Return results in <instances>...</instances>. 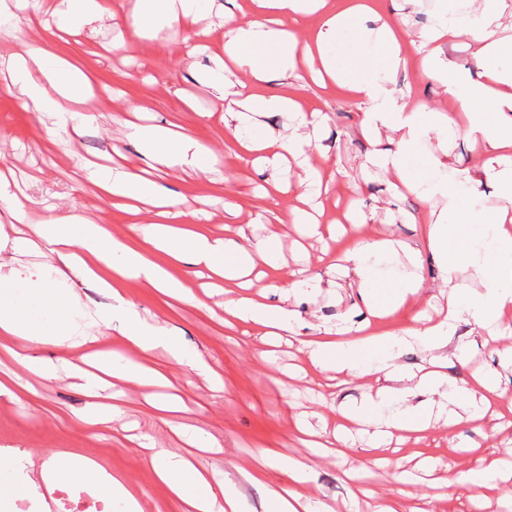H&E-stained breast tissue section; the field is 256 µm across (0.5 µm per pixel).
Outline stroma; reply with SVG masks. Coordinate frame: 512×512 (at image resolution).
<instances>
[{
    "mask_svg": "<svg viewBox=\"0 0 512 512\" xmlns=\"http://www.w3.org/2000/svg\"><path fill=\"white\" fill-rule=\"evenodd\" d=\"M184 37V30H165L131 53L116 48L119 29L106 19L78 35L64 34L50 13H36L29 7L19 10L16 18L0 22V54L52 43L58 54L92 72L102 93L90 108L92 122L74 138L52 115L22 108L6 79L0 78V155L14 173L20 200L33 215L76 212L111 225L114 233L132 236V217L99 201L88 166L150 167L142 146L123 134L122 123L135 107L145 124L184 128L213 152L216 165L209 178L195 177L180 167L153 173L170 194L211 199L202 225L205 232L232 237L238 226L245 225L255 242L279 233L278 267L256 280L255 289L274 280L288 283L290 271L308 269L310 287H296L290 299L297 313L295 333L306 337L318 325L340 330L366 321V312L355 305L347 282L327 270L323 257L378 233L420 252L419 276L427 311L433 314L444 307V272L423 234L424 219L444 202L429 203L397 193L390 174L370 163L374 146L360 129L362 107L336 86L312 84L307 88L308 107L328 116L309 156L312 166L329 177L320 201L325 220L336 221L337 227L335 236L324 241L298 237L292 225L273 224L266 211L267 201L259 187L272 176V168H255L226 153L224 115L212 111L204 81L216 64L207 52L185 57ZM386 90L393 98L418 94L430 109L438 111L446 100L439 83L411 69L399 72ZM187 97L193 107L184 105ZM350 203L369 216L368 224L341 222ZM125 291L143 319L166 328L186 350L200 354L223 382V392L214 393L206 381L162 348L145 358L168 380L166 387L157 389V397L183 398L189 409L180 413V422L218 440L221 452L187 449L170 432L162 412L147 403L144 391L121 381L111 389L113 420L88 430L79 416L87 411L90 399L76 379L62 373L47 378L22 372L10 356L14 350L25 352L58 366L77 359L79 350L35 346L20 337H0V378L18 375L30 391L19 399L0 396V452L18 453L37 468L58 451L91 457L109 473L125 479L141 499L144 512H181L146 464L149 447L189 451L197 466L231 479L243 498L245 512H265V485L251 484L238 472L242 466L261 467L258 453L263 449L307 462L308 479L299 489L315 505L331 512H373L375 506L404 493L430 498L438 493L432 478L476 471L491 459L512 456V438L494 433L488 422L479 430L470 425L457 427L450 443L438 434L404 444L357 434L345 455L322 454L312 447L310 437L301 434L297 413L307 412L308 423L320 434L332 433L335 405L360 402L374 387L373 377L357 374L348 378L312 368L297 343L276 347L270 359H263L257 337L244 335L242 327L225 326L223 295L210 297V308L204 311L135 281L128 282ZM504 328L508 338L496 342L458 329L453 342L463 346L469 360L463 365L449 359L447 372L454 382L468 388L475 387L477 378L490 380L499 391L495 405L512 418V365L504 356L512 347V321ZM140 436L145 439L141 446L136 443ZM79 507L84 512L96 510L83 483L54 491L39 483L20 491L13 481L0 480V512H75Z\"/></svg>",
    "mask_w": 512,
    "mask_h": 512,
    "instance_id": "stroma-1",
    "label": "stroma"
}]
</instances>
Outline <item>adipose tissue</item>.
Masks as SVG:
<instances>
[{
    "mask_svg": "<svg viewBox=\"0 0 512 512\" xmlns=\"http://www.w3.org/2000/svg\"><path fill=\"white\" fill-rule=\"evenodd\" d=\"M55 2L53 14L62 30H79L99 18L118 17L112 0H82L77 8L72 0ZM503 2L438 0L431 23L412 37L395 20L374 14L368 0H248L246 22L234 23L225 31L223 44L212 51L221 72L208 75L207 83L214 105L240 128L232 141L238 156L259 153L264 161L285 171L291 163L304 162L312 135L324 117L320 111L304 108L303 89L306 80L326 81L365 105L361 126L366 133L376 138L385 130L397 135L396 149L382 148L373 154L392 174L396 189L428 201L445 199L454 217L449 223L440 216L424 227L429 247L447 273L442 282L448 294L444 315L417 317L410 327L399 330L373 333L356 328L343 339L324 327L317 335L301 339L313 367L368 374L376 383L360 405L337 407L340 423L331 438L324 440V447H346L348 433L364 429L376 437L403 442L430 432L446 433L464 423L476 426L497 416L488 396L451 381L446 372L448 360L462 358L464 352L458 348L449 356L445 350L458 324H467L477 336H495L505 314L512 312V63H504L507 49L497 36ZM197 13V0H137L131 16L122 19L125 34L119 45L132 46L135 39L163 29L191 28ZM369 14L378 24L376 30H367L361 23ZM301 31L308 32V42L298 43L296 35ZM344 33L354 36L357 50L341 58L335 45L337 36ZM470 42L479 46L481 72L475 79L459 73L443 55L444 44ZM410 62L426 78L442 82L450 111L429 110L409 95L387 99L385 82ZM1 67L7 69L23 107L56 114L72 135H80L91 119L81 110L92 95L93 80L87 73L48 45L28 57L19 53L0 57ZM231 68L248 73V80L226 81L224 72ZM273 71L288 79L287 91L265 92ZM489 101L494 113L481 112V104ZM272 113L294 114L296 131L285 138L256 133L261 117ZM451 134L465 135L486 151L485 160L463 176L449 173L441 159L424 158L417 151L423 139L433 136L443 142ZM124 135L142 144L157 165L185 166L198 174L210 170V151L186 131L129 121ZM321 177L316 170L305 181L276 179L270 183L266 197L276 223L292 225L303 237L319 233V218L297 206L282 208L280 196L292 191L298 199H305L313 181ZM485 180L499 188L502 204L494 213L485 208L478 191ZM93 182L102 202L123 207L134 217L151 214V223L134 227L138 243L113 233L111 225L77 213L44 215L36 233L74 279L108 292L112 303L98 314L96 323L116 330L131 353L142 356L164 347L173 351L179 364L208 375V368L179 348L164 327L140 319L124 290L127 282L137 281L205 308V301L176 274L180 265L196 277L225 281V325H241L262 337L290 330L293 310L271 305L264 295L250 291L249 277L256 266L277 262L278 234L252 243L242 227L230 238L192 230L189 220L201 213L198 198L168 194L136 169L100 167L93 173ZM33 247V240L15 237L10 259L0 261V335L21 336L37 345L93 346L92 368L79 361L67 365L69 375L85 380L92 391L108 376L141 387L155 385L161 377L158 370L120 363L111 353L97 349V336L85 333L73 319L71 289L41 285L36 290L38 312L26 307L17 295L13 260ZM394 250L390 239L377 235L355 243L332 266L356 288L367 314L379 320L419 305L422 294V281L416 274L421 258L414 249L405 251L412 273L390 284L377 276L373 257ZM462 265L473 268L481 288L457 282L454 273ZM409 339L432 352L418 375L396 361L397 350ZM147 462L183 512H244L234 483L201 471L180 452L159 448ZM39 477L50 489L80 479L123 503L124 512H142L123 481L92 458L81 457L76 466L51 459L43 464Z\"/></svg>",
    "mask_w": 512,
    "mask_h": 512,
    "instance_id": "adipose-tissue-1",
    "label": "adipose tissue"
}]
</instances>
